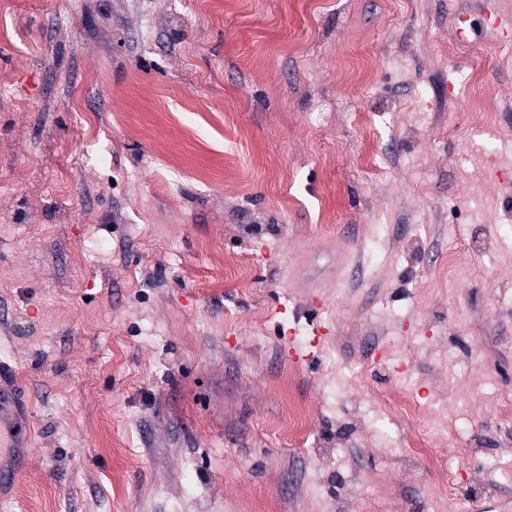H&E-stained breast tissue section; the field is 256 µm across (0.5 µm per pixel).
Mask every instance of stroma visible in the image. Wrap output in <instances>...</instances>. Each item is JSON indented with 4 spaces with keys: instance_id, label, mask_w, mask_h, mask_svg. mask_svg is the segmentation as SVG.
Returning <instances> with one entry per match:
<instances>
[{
    "instance_id": "stroma-1",
    "label": "stroma",
    "mask_w": 512,
    "mask_h": 512,
    "mask_svg": "<svg viewBox=\"0 0 512 512\" xmlns=\"http://www.w3.org/2000/svg\"><path fill=\"white\" fill-rule=\"evenodd\" d=\"M491 12L512 0L0 13V388L21 416L0 512H450L433 457L462 512H512V40ZM227 254L248 263L211 288ZM394 386L455 432L418 453L400 409L371 424Z\"/></svg>"
}]
</instances>
